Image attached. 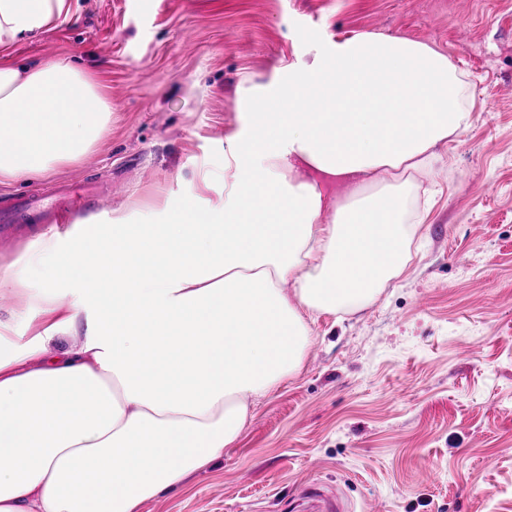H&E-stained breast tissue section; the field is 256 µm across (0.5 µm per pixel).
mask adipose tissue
Wrapping results in <instances>:
<instances>
[{
	"label": "adipose tissue",
	"mask_w": 512,
	"mask_h": 512,
	"mask_svg": "<svg viewBox=\"0 0 512 512\" xmlns=\"http://www.w3.org/2000/svg\"><path fill=\"white\" fill-rule=\"evenodd\" d=\"M66 6L0 0V183L74 163L112 130L79 64L11 53ZM465 90L428 44L330 45L253 98L223 205L44 235L0 268V297L47 278L32 339L13 345L0 320V512H136L220 459L299 370L315 317L400 275L392 227L414 173L466 125ZM336 181L346 199L323 192ZM72 287L83 306L65 302Z\"/></svg>",
	"instance_id": "1"
}]
</instances>
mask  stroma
Returning a JSON list of instances; mask_svg holds the SVG:
<instances>
[{"mask_svg": "<svg viewBox=\"0 0 512 512\" xmlns=\"http://www.w3.org/2000/svg\"><path fill=\"white\" fill-rule=\"evenodd\" d=\"M365 34L429 44L470 87L466 127L421 179L438 194L409 196L400 215L411 260L372 301L320 315L300 369L252 407L223 457L139 512H303L312 488L337 493L343 512H512V0H69L14 55L79 61L106 88L112 131L74 164L0 185V206L100 180L112 191L99 219L223 204L250 97ZM85 221L35 215L0 232V264ZM41 292L32 281L0 299L26 311L15 344L34 335Z\"/></svg>", "mask_w": 512, "mask_h": 512, "instance_id": "stroma-1", "label": "stroma"}]
</instances>
